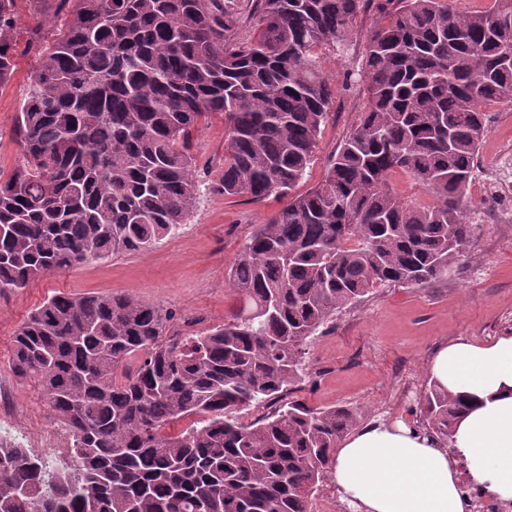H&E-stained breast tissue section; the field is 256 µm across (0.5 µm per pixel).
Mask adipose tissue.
Masks as SVG:
<instances>
[{
	"mask_svg": "<svg viewBox=\"0 0 512 512\" xmlns=\"http://www.w3.org/2000/svg\"><path fill=\"white\" fill-rule=\"evenodd\" d=\"M429 371L467 404L454 451L401 424L360 429L337 448L334 466L338 493L358 512H466L462 464L485 493L512 498V335L458 339L435 352Z\"/></svg>",
	"mask_w": 512,
	"mask_h": 512,
	"instance_id": "ef3b65f1",
	"label": "adipose tissue"
}]
</instances>
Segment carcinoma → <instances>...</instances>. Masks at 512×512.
<instances>
[{
    "mask_svg": "<svg viewBox=\"0 0 512 512\" xmlns=\"http://www.w3.org/2000/svg\"><path fill=\"white\" fill-rule=\"evenodd\" d=\"M30 2L68 20L49 46L29 30L38 67L17 118L23 163L0 182V292L175 234L198 200L190 137L209 113L224 115L219 191L292 189L335 94L322 51L370 0H253L257 35L236 40L224 0ZM398 2L367 35L364 108L323 181L258 225L228 272L241 304L224 324L184 336L117 294L57 295L21 325L12 368L70 431L74 467L1 440L0 512H310L357 418L292 396L303 342L376 287L448 279L474 236L482 107L512 98V0ZM15 7L0 0V86ZM401 170L434 202L397 196ZM462 408L430 385L424 430L453 449ZM189 416L201 420L166 432Z\"/></svg>",
    "mask_w": 512,
    "mask_h": 512,
    "instance_id": "obj_1",
    "label": "carcinoma"
}]
</instances>
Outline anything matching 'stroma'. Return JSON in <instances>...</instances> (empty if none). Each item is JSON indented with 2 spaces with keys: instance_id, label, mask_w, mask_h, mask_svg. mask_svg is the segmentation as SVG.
<instances>
[{
  "instance_id": "obj_1",
  "label": "stroma",
  "mask_w": 512,
  "mask_h": 512,
  "mask_svg": "<svg viewBox=\"0 0 512 512\" xmlns=\"http://www.w3.org/2000/svg\"><path fill=\"white\" fill-rule=\"evenodd\" d=\"M386 6V0H371L344 47L326 53L324 72L336 98L313 160L289 194L256 201L215 191L224 172V118L209 114L192 136L200 197L175 235L146 251L90 261L0 293V394L9 402L0 414V427L11 430L31 453L51 456L61 467L71 465L69 454L41 448L42 434L57 430L58 424L38 383L19 378L11 366L14 334L53 296L132 294L170 312L173 329L186 334L222 325L236 310L239 297L226 272L257 225L322 182L331 156L362 109L363 98L350 76L360 69L366 35ZM15 20L16 72L0 87V181L23 161L17 117L37 66V51L26 37L37 23L29 0H17ZM485 111L471 186V247L448 279L410 288H375L364 302L336 312L310 336L302 346L305 377L297 391L309 405L349 407L361 427L381 421L417 428L434 352L460 338L486 343L512 333V218L482 189L497 146L512 140V100L487 105Z\"/></svg>"
}]
</instances>
